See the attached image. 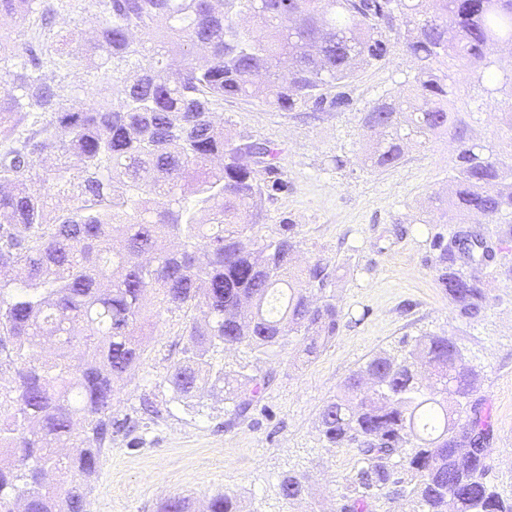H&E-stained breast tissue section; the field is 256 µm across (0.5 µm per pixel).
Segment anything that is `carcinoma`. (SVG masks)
<instances>
[{
    "label": "carcinoma",
    "instance_id": "cac0c4a2",
    "mask_svg": "<svg viewBox=\"0 0 512 512\" xmlns=\"http://www.w3.org/2000/svg\"><path fill=\"white\" fill-rule=\"evenodd\" d=\"M82 0H0V512H84L89 480L112 435V383L144 355L152 320L190 313L187 345L167 378L189 403L224 394L245 416L271 381L224 371L215 349L266 353L291 336L312 356L339 330L326 295L336 269L299 267L296 225L245 243L264 196L288 187L271 142L224 133L226 98L280 112L349 105L356 72L386 57L399 22L414 81L360 117L364 161L396 167L410 147L448 132L449 59L512 88L498 53L512 47V0H98L89 29L69 27ZM86 58L106 91L68 98L53 74ZM39 128L18 131L27 114ZM259 156L251 166L239 152ZM450 224L499 223L512 207V164L477 145L448 180ZM439 285L463 317L488 304L463 266L491 258L478 232L438 235ZM479 378L457 343L424 335L398 357L381 351L319 413L324 448L356 459L337 512H372L409 497L414 512H512L487 480L491 415L470 402ZM252 384L242 395V381ZM80 481L51 485L52 471ZM282 498L304 499L308 476H281ZM160 512H192L173 495ZM207 512H242L237 497Z\"/></svg>",
    "mask_w": 512,
    "mask_h": 512
}]
</instances>
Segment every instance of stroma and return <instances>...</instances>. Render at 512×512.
<instances>
[{"mask_svg": "<svg viewBox=\"0 0 512 512\" xmlns=\"http://www.w3.org/2000/svg\"><path fill=\"white\" fill-rule=\"evenodd\" d=\"M387 36L385 60L360 68L349 86L350 107L275 112L252 100L224 101L234 132L277 146L288 182L264 202L249 236L264 242L293 221L300 264L323 259L335 266L331 293L342 314L336 336L312 357L295 337L265 355L245 346L214 352L213 362L225 370L273 375L237 419L229 403L211 396L191 408L174 402L167 376L186 343L185 318L164 314L140 364L115 385L113 413L130 418L133 429L114 435L105 449L87 512H158L162 499L178 493L200 510L211 496L228 493L244 512H334L356 463L346 450L324 449L323 403L372 355L398 353L425 334L452 337L479 371L475 397L491 412L489 481L512 495V241L499 240L512 225V208L500 223L479 227L495 257L476 270L489 305L472 318L459 315L437 281L431 241L449 234V225L422 221L433 197L447 189L460 146L475 143L512 159V130L503 120L512 93L488 99L469 71L449 61L453 127L406 152L394 169H366L362 112L414 76L397 30ZM287 471L310 474L307 504L291 506L280 496L279 477Z\"/></svg>", "mask_w": 512, "mask_h": 512, "instance_id": "obj_1", "label": "stroma"}]
</instances>
